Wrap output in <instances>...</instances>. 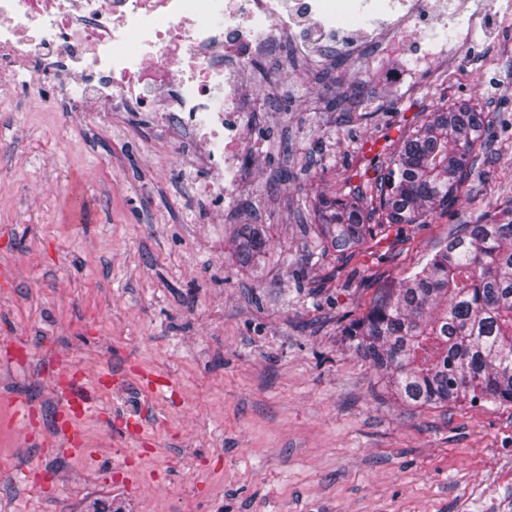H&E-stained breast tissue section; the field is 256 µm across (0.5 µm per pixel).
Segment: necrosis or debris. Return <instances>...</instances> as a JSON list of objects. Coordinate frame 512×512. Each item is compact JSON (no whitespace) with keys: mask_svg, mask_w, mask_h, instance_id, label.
Here are the masks:
<instances>
[{"mask_svg":"<svg viewBox=\"0 0 512 512\" xmlns=\"http://www.w3.org/2000/svg\"><path fill=\"white\" fill-rule=\"evenodd\" d=\"M447 9L446 0H0V64L46 86L58 65L83 72L77 112L161 109L204 141L221 200L235 190L251 125L242 84L273 48L333 46L342 17L364 18L359 42L374 46L398 18L414 28Z\"/></svg>","mask_w":512,"mask_h":512,"instance_id":"4bbe7bcc","label":"necrosis or debris"}]
</instances>
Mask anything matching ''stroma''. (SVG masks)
Masks as SVG:
<instances>
[{"mask_svg":"<svg viewBox=\"0 0 512 512\" xmlns=\"http://www.w3.org/2000/svg\"><path fill=\"white\" fill-rule=\"evenodd\" d=\"M430 35L443 56L423 74L380 51L269 54L284 93L253 114L256 164L220 209L191 132L71 112L81 74L52 107L23 85L0 103V512H512V407L405 406L340 336L512 197V25ZM451 103L489 112L493 162L423 222L309 258L317 198L363 194ZM245 224L266 232L254 267ZM75 381L98 412L69 410ZM246 227L239 236L237 244V257L242 265H249L263 253L266 239L262 225L245 224Z\"/></svg>","mask_w":512,"mask_h":512,"instance_id":"35a3bbf8","label":"stroma"}]
</instances>
